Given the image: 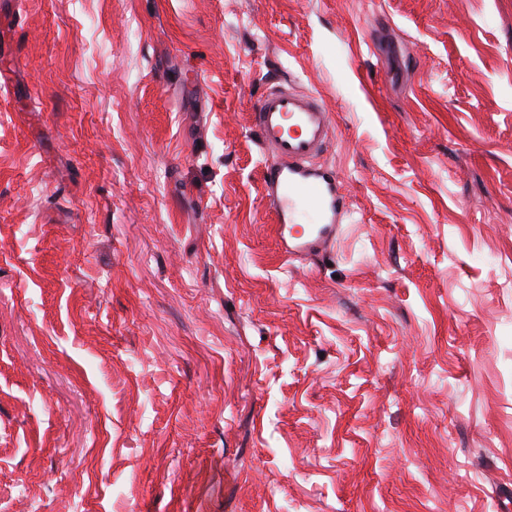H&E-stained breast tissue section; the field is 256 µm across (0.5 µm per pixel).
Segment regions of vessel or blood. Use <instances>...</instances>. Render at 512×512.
I'll return each mask as SVG.
<instances>
[{
  "label": "vessel or blood",
  "instance_id": "vessel-or-blood-1",
  "mask_svg": "<svg viewBox=\"0 0 512 512\" xmlns=\"http://www.w3.org/2000/svg\"><path fill=\"white\" fill-rule=\"evenodd\" d=\"M253 117L283 254L302 260L329 253L346 231L348 214L336 172L321 160L333 137L329 112L315 94L278 85L262 94Z\"/></svg>",
  "mask_w": 512,
  "mask_h": 512
}]
</instances>
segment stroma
Wrapping results in <instances>:
<instances>
[{"instance_id":"1","label":"stroma","mask_w":512,"mask_h":512,"mask_svg":"<svg viewBox=\"0 0 512 512\" xmlns=\"http://www.w3.org/2000/svg\"><path fill=\"white\" fill-rule=\"evenodd\" d=\"M0 512H512V0H18ZM349 203L281 254L253 126ZM253 117L280 249L301 260L329 253L348 215L336 171L321 162L333 137L330 113L315 94L278 85L262 94Z\"/></svg>"}]
</instances>
